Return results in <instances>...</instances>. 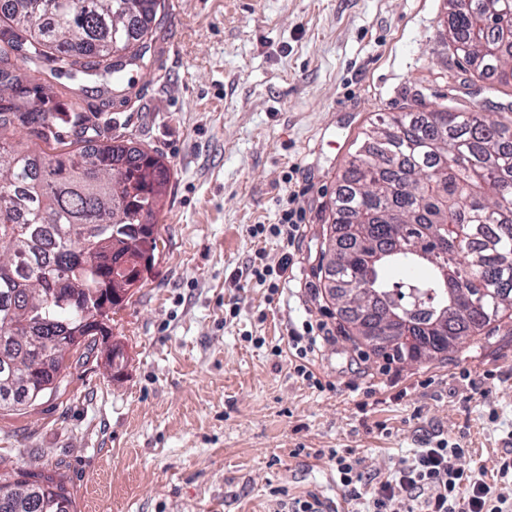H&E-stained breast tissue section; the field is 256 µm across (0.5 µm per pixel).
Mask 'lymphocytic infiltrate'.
<instances>
[{
	"label": "lymphocytic infiltrate",
	"mask_w": 512,
	"mask_h": 512,
	"mask_svg": "<svg viewBox=\"0 0 512 512\" xmlns=\"http://www.w3.org/2000/svg\"><path fill=\"white\" fill-rule=\"evenodd\" d=\"M330 338V328L321 321L289 332L293 372L311 386L321 384L313 371L316 348ZM316 455L335 464L344 497L364 505V512H512V496L501 490L512 485V452L499 457L491 482L468 464V449L445 439L400 458L392 473L378 481L364 471L352 449L320 448Z\"/></svg>",
	"instance_id": "obj_1"
}]
</instances>
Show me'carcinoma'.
<instances>
[{
    "label": "carcinoma",
    "mask_w": 512,
    "mask_h": 512,
    "mask_svg": "<svg viewBox=\"0 0 512 512\" xmlns=\"http://www.w3.org/2000/svg\"><path fill=\"white\" fill-rule=\"evenodd\" d=\"M448 0V41L469 70L512 85V0ZM165 0H0V409H21L55 388L67 352L112 335V309L151 272L154 224L170 172L159 156L113 141L86 148L56 121L101 133L98 116L40 111L24 81L48 57L72 76L92 70L112 92L124 64L103 57L145 42ZM38 124L43 147L6 141ZM332 298L353 335L376 354L408 361L383 323L406 320L424 359L464 348L512 319V125L473 108L390 113L363 133L334 200ZM139 238L130 272L128 241ZM0 512H74L64 480L0 472Z\"/></svg>",
    "instance_id": "obj_1"
}]
</instances>
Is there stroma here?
Returning <instances> with one entry per match:
<instances>
[{
    "label": "stroma",
    "mask_w": 512,
    "mask_h": 512,
    "mask_svg": "<svg viewBox=\"0 0 512 512\" xmlns=\"http://www.w3.org/2000/svg\"><path fill=\"white\" fill-rule=\"evenodd\" d=\"M165 4L150 66L127 72L124 94L50 60L26 84L43 111L98 114L109 136L155 152L170 188L154 267L108 340L71 350L52 393L0 411V468L59 474L75 512H286L278 488L337 512L336 469L312 448L353 449L384 477L441 437L492 473L512 449V322L386 369L326 295L322 243L340 174L380 114L453 96L512 122V88L472 78L449 49L445 0ZM294 190L295 246L252 236ZM287 256L270 295L250 269ZM309 319L335 334L314 357L322 389L271 352ZM486 372L500 385L484 396L473 383Z\"/></svg>",
    "instance_id": "1"
}]
</instances>
